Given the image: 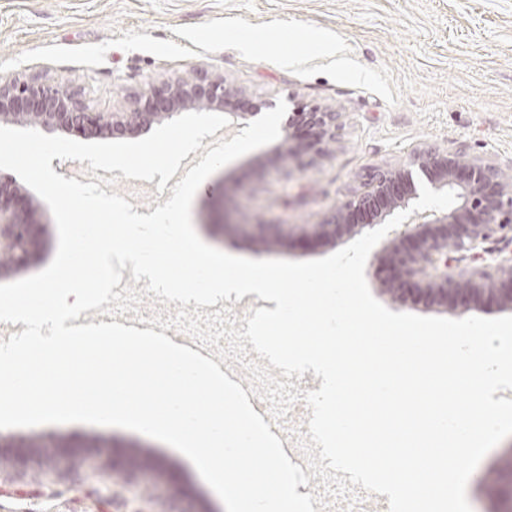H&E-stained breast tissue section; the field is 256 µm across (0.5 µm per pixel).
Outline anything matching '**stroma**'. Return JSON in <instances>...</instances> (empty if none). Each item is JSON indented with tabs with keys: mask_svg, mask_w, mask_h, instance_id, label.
<instances>
[{
	"mask_svg": "<svg viewBox=\"0 0 512 512\" xmlns=\"http://www.w3.org/2000/svg\"><path fill=\"white\" fill-rule=\"evenodd\" d=\"M337 45V53L321 46ZM202 70L259 102L285 100L341 114L328 154L303 155L289 171L273 145L232 161L207 178L191 208L205 228L222 189L247 190L244 226L227 229L223 252L255 260L310 261L354 241L276 244L252 223L318 224L335 204L360 193L371 170L407 164L414 149H460L512 180V0H0V81L41 79L78 93L94 112H126L130 99L171 77ZM65 178L98 183L135 211L150 214L171 197L156 181L90 170L53 159ZM44 247L22 270L32 276L53 260L54 217L31 188ZM368 287L395 312L455 318L452 306L426 303L402 289L381 247L365 266ZM53 434L58 446L46 480L24 477L40 458L30 438ZM117 463L146 475L140 497L164 498L165 512H225L191 461L174 448L117 427L81 423L0 429V512H131L121 484L91 482Z\"/></svg>",
	"mask_w": 512,
	"mask_h": 512,
	"instance_id": "stroma-1",
	"label": "stroma"
}]
</instances>
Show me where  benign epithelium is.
Returning a JSON list of instances; mask_svg holds the SVG:
<instances>
[{"label":"benign epithelium","mask_w":512,"mask_h":512,"mask_svg":"<svg viewBox=\"0 0 512 512\" xmlns=\"http://www.w3.org/2000/svg\"><path fill=\"white\" fill-rule=\"evenodd\" d=\"M246 98L224 84V78L200 71L191 78L172 77L147 94L133 95L128 112H92L74 92L39 81L0 82V120H20L51 128L118 132L147 129L174 113L223 108L230 99ZM306 127L311 140L293 144L291 128ZM340 113L312 107L288 117L279 156L303 171L299 156L308 150L326 153L336 141ZM457 194L455 206L444 212H414L400 224L398 244L388 248L389 263L405 287L427 295L434 303L455 302L460 313L491 301L512 309V182L490 165L470 159L460 150L419 148L407 166L379 170L364 190L346 200L320 224H300L295 234L333 239L341 229L360 228L350 223L354 213L371 214L384 224L397 210L406 211L420 197V185ZM23 189L0 181V274L26 268L41 250L38 225L32 222L34 206L15 203ZM508 463L490 471L486 483L497 507L492 512H512V442L504 452Z\"/></svg>","instance_id":"1"}]
</instances>
